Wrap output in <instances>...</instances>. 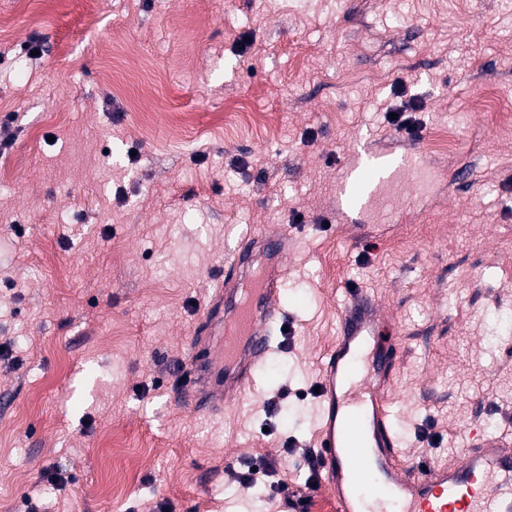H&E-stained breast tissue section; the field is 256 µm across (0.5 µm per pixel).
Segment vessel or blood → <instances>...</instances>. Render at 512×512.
Instances as JSON below:
<instances>
[{"mask_svg": "<svg viewBox=\"0 0 512 512\" xmlns=\"http://www.w3.org/2000/svg\"><path fill=\"white\" fill-rule=\"evenodd\" d=\"M419 144L405 146L409 167L395 164L390 137L367 154L350 153L336 177L337 222L354 224L382 205L405 178L423 185L425 170L412 161ZM294 242L287 226L244 237L224 266V281L204 304L206 329L192 333L191 376L184 387L194 410L223 412L242 396L283 326L281 287ZM384 323L374 294L348 289L334 345L319 367L314 450L316 477L332 512H512V442L478 435L450 464L402 460L392 432L390 402L398 357L380 350Z\"/></svg>", "mask_w": 512, "mask_h": 512, "instance_id": "1", "label": "vessel or blood"}]
</instances>
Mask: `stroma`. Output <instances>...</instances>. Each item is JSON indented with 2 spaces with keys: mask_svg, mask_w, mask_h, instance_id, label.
I'll return each mask as SVG.
<instances>
[{
  "mask_svg": "<svg viewBox=\"0 0 512 512\" xmlns=\"http://www.w3.org/2000/svg\"><path fill=\"white\" fill-rule=\"evenodd\" d=\"M0 40V512H280L227 461L267 456L290 489L315 428L309 391L344 292L389 313L402 358L392 423L405 461L455 462L468 435L512 438V10L500 0H34ZM126 44L104 56L112 30ZM35 43L24 76L15 63ZM423 103L424 189L409 221L329 225L343 153L390 133L396 85ZM271 112L272 129L235 116ZM185 114L180 141L170 118ZM452 130L447 158L435 144ZM137 161H130V151ZM302 222H295V215ZM296 248L279 334L223 414L182 395L190 330L243 229ZM119 431L134 473L104 486ZM64 483L44 486V471Z\"/></svg>",
  "mask_w": 512,
  "mask_h": 512,
  "instance_id": "35a3bbf8",
  "label": "stroma"
}]
</instances>
